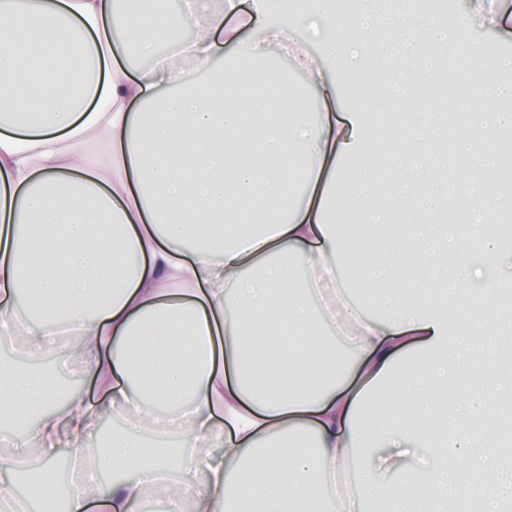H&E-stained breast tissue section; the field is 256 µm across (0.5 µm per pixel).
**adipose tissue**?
<instances>
[{
	"instance_id": "adipose-tissue-1",
	"label": "adipose tissue",
	"mask_w": 512,
	"mask_h": 512,
	"mask_svg": "<svg viewBox=\"0 0 512 512\" xmlns=\"http://www.w3.org/2000/svg\"><path fill=\"white\" fill-rule=\"evenodd\" d=\"M305 2L0 0V330L79 358L130 422L85 452L98 411L79 393L53 410L48 375L1 361L16 461L0 512L19 467L55 498L66 442L85 475L66 512H512V368L491 348L512 327V245L494 229L512 12ZM477 22L499 49L460 41ZM275 53L295 57L302 98L269 71ZM443 54L471 90L450 114L411 97ZM378 59L384 95L337 114L340 77ZM372 152L379 169L362 171ZM452 195L468 217L453 228ZM22 288L38 303L19 327ZM63 325L76 339L49 344ZM373 443L356 485L316 496Z\"/></svg>"
}]
</instances>
